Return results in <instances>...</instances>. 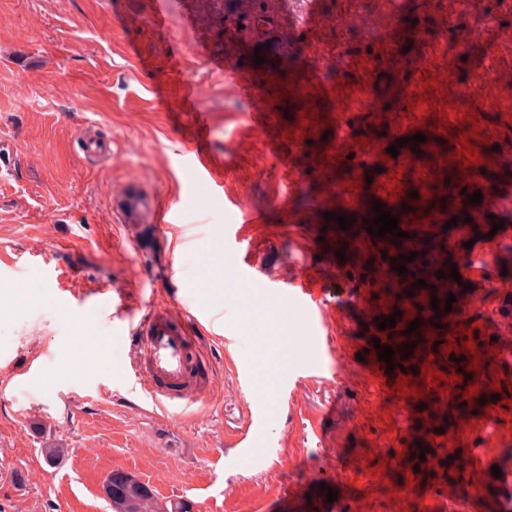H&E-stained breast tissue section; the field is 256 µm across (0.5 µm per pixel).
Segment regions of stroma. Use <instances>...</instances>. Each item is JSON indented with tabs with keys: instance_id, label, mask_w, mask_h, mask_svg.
<instances>
[{
	"instance_id": "stroma-1",
	"label": "stroma",
	"mask_w": 512,
	"mask_h": 512,
	"mask_svg": "<svg viewBox=\"0 0 512 512\" xmlns=\"http://www.w3.org/2000/svg\"><path fill=\"white\" fill-rule=\"evenodd\" d=\"M316 0L312 35L362 49L370 20L346 34L336 5ZM167 20L147 18L154 0H0V250L17 254L0 266V512H112L106 475L124 470L159 502L185 500L193 512H336L309 474L383 468L385 449L372 435L394 426L392 402L382 418L347 433L336 425L353 402L379 400L371 382L324 391L303 371L314 351L285 256L334 260L335 220L281 223L272 208L283 173L249 141L242 104L212 82L201 122L184 117L187 79L205 77L210 61L233 54L262 75L254 48L277 44L281 0H166ZM263 18L252 42L235 41L226 19ZM88 124L110 140L119 161L90 158L78 133ZM217 162L231 189L265 212L272 230L255 237L245 260L252 285L224 276V227L239 215L185 173L190 150ZM134 181L159 191L175 222L162 234L144 228L133 250L116 231L110 197ZM354 186H313L297 212L360 208ZM69 240L68 250L57 248ZM214 258L198 266L195 256ZM128 289L133 309L149 300L205 311L201 355L211 365L213 396L174 419L114 372L131 370L136 338L117 356L99 343L111 317L82 318L66 300L103 286ZM39 374L26 379L29 364ZM268 390L255 401L251 390ZM260 422L248 455L224 445L241 424ZM66 451L48 465L42 448ZM399 477L357 484L351 512H424L401 496Z\"/></svg>"
}]
</instances>
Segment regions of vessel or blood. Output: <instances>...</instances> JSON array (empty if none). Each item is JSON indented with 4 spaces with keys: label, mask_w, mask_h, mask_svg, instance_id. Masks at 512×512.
Masks as SVG:
<instances>
[{
    "label": "vessel or blood",
    "mask_w": 512,
    "mask_h": 512,
    "mask_svg": "<svg viewBox=\"0 0 512 512\" xmlns=\"http://www.w3.org/2000/svg\"><path fill=\"white\" fill-rule=\"evenodd\" d=\"M314 0H283L291 22L284 30L279 43L280 52L291 51L295 44L304 42L315 26ZM451 17L446 11L445 0H429L426 10L417 16L397 9L388 25L386 35L371 39L366 57L341 53L332 62L340 73L337 82H326L320 67L307 62L296 70L293 89L285 99L271 101L268 84L277 83L283 77L277 64H270L266 82L252 81L248 74L236 65L212 63L213 74L222 76L224 86L246 106L247 124L253 144L267 155L276 158L288 175L278 189L276 206L294 202L311 185L334 179L343 167L357 171L359 178L369 176L366 158H379L391 145H398L399 154L391 158V169L397 170L402 183L412 182L417 169H431L439 163L440 155L434 147L417 150L415 134L423 128H447L448 112V58L432 54L427 45L430 35L439 31ZM480 43L500 55L512 53V30L498 28L467 31L457 49V55H466L471 45ZM390 72L391 80L385 93L376 90L380 73ZM314 97V106L321 118L340 119L346 134L342 140L335 138H304V124L298 114L304 109L306 97ZM479 115L474 125L479 137L485 138L491 149L484 164L477 169L462 170L460 164L450 163L454 175H467L482 180L487 192L486 214H494L502 194L499 176L512 170V113L493 105L477 106ZM360 112L382 113L384 120L376 126H368L357 120ZM366 136L365 146L355 147L357 136ZM191 179L209 185L212 191L223 192L224 200L241 214L243 226L236 231L237 241L248 240V227L266 222L264 214L249 208L234 191L224 190L212 161L202 153H195L187 164ZM112 212L120 222V228L130 245H137L138 232L147 225L156 227L169 223L166 211L161 210L155 193L146 186L129 182L112 194ZM406 230L394 246L396 254H413L407 262V272L401 280L414 284L417 280L434 283V271L446 263L456 264L460 273L479 271L491 276L494 258L498 254L499 239L492 236L484 240L481 254L469 253L463 243L440 247L429 231L428 223H417L416 206L410 197L393 200L388 206ZM354 223L340 244L345 248L362 246L369 237L365 221L367 211L354 212ZM288 274L294 287V298L306 304L325 295L327 283L335 281V266L315 268L298 257L288 260ZM382 266L373 255L365 259L354 271L355 279L369 286L377 285ZM127 298L123 290L103 288L93 293L89 304L84 305V315L94 317L111 312L114 318L127 317ZM343 319L341 308H319L315 320V342L318 349L336 354L339 365L336 375L326 379L330 392H337L344 385L361 380L365 364L355 353L339 350L335 328ZM135 331L137 355L130 381L146 398L178 414L183 408L206 400L210 393V380L203 377L196 356L195 337L191 336L187 321L170 305L152 301L145 307ZM378 390L388 392L397 401L400 411L395 431L379 430L374 438L378 448L401 447L408 443H427L433 434L428 413L421 414L417 425L406 422L410 411L416 410L419 401L414 397L401 396L392 386L390 378L375 376ZM375 406L354 405L351 411L338 417L337 424L343 430L354 431L363 421L375 419ZM462 439H475L476 448L458 452L451 467L458 474V483L445 489L432 471H424L417 482L425 490L429 501L446 502L448 496H459L479 469L487 468L490 461L512 450V424L504 422L495 409H488L484 419L474 431H463Z\"/></svg>",
    "instance_id": "b4317fda"
}]
</instances>
